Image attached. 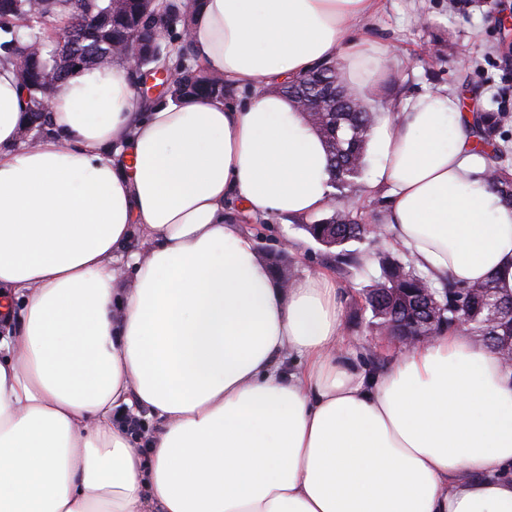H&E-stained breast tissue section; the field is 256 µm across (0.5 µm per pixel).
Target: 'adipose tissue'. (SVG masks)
Returning a JSON list of instances; mask_svg holds the SVG:
<instances>
[{
  "label": "adipose tissue",
  "instance_id": "adipose-tissue-1",
  "mask_svg": "<svg viewBox=\"0 0 512 512\" xmlns=\"http://www.w3.org/2000/svg\"><path fill=\"white\" fill-rule=\"evenodd\" d=\"M378 7L203 0L194 50L246 98L142 112L116 57L68 79L32 145L0 58V512H512V368L456 329L368 371L335 278L281 287L224 219L229 199L328 206L325 143L274 87L339 60L363 93L381 49L353 23ZM373 138L392 241L433 279L512 294V208L458 96L410 98Z\"/></svg>",
  "mask_w": 512,
  "mask_h": 512
}]
</instances>
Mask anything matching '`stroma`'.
<instances>
[{"instance_id": "obj_1", "label": "stroma", "mask_w": 512, "mask_h": 512, "mask_svg": "<svg viewBox=\"0 0 512 512\" xmlns=\"http://www.w3.org/2000/svg\"><path fill=\"white\" fill-rule=\"evenodd\" d=\"M357 33L384 51L379 79L365 93L373 111L438 88L456 93L471 113L512 111V0H383L380 12L364 19ZM225 215L256 237L262 256L286 254L294 274L333 272L342 294L343 346L371 369L386 368L399 346L372 331L362 288L380 274L376 252L399 258L402 250L390 239L369 237L360 244L371 256L368 264L340 270L334 250L317 243L304 222L243 220L233 204ZM287 241L296 250L284 252Z\"/></svg>"}]
</instances>
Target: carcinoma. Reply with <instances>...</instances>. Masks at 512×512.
<instances>
[{"label":"carcinoma","mask_w":512,"mask_h":512,"mask_svg":"<svg viewBox=\"0 0 512 512\" xmlns=\"http://www.w3.org/2000/svg\"><path fill=\"white\" fill-rule=\"evenodd\" d=\"M56 15L62 16L63 26L51 32L48 21ZM94 23L101 53L91 62L83 61V69L112 64L119 50L132 42L153 47L151 59L134 71L136 83L144 86L141 108L180 104L191 98L218 102L226 98L224 78L207 72L197 60L190 41L192 6L182 0H156L149 11L142 9L140 0H0V32L10 36L0 42V50L14 63L17 75L26 76L20 84L29 97L25 124L29 133L22 141L31 144L52 133L46 89L51 85L61 88L73 74L65 70L61 39ZM160 72L165 73L161 90L151 98L146 78L155 80ZM280 93L296 104L311 105L305 117L326 143L331 180L336 182L334 213L307 225L306 230L326 248L336 249L338 267H360L370 256L345 245L373 234L356 210L354 195L377 113L360 104L344 84L338 66H323L283 85ZM508 124H512L511 112H476L467 122V131L485 160V184L512 207V141L504 133ZM379 264L380 277L362 289L378 333L425 334L431 330L436 336L461 328L492 351L512 339V312L491 319L470 305L471 299L490 294L512 306V294L501 293L493 280L464 285L450 281L439 288L408 254L403 259L381 256Z\"/></svg>","instance_id":"cac0c4a2"}]
</instances>
